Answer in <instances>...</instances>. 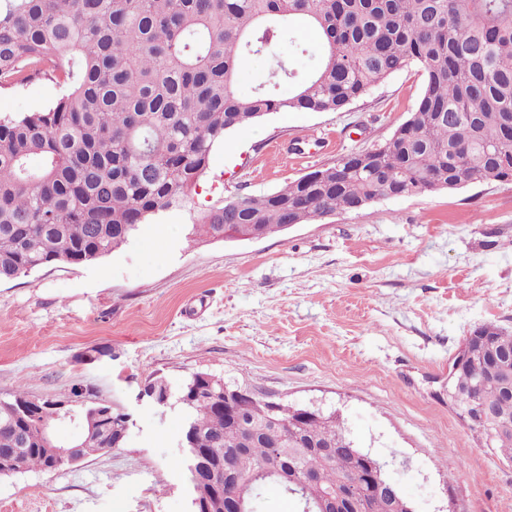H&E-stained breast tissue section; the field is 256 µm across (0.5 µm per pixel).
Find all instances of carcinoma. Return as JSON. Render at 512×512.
Segmentation results:
<instances>
[{"mask_svg":"<svg viewBox=\"0 0 512 512\" xmlns=\"http://www.w3.org/2000/svg\"><path fill=\"white\" fill-rule=\"evenodd\" d=\"M296 20L322 35L320 66L299 80L282 56L268 84L238 95L243 61L294 42ZM410 65L425 75L421 100L383 145L270 194L222 198L188 225L191 240L247 239L255 224L269 237L391 194L512 181V0H0V86L46 78L61 87L45 110L0 117V281L99 261L151 217L191 204L226 132L281 110L336 112ZM286 81L297 87L282 98L275 88ZM475 332L472 351L500 374L457 372L452 406L477 399L512 422L503 385L512 332L494 324ZM144 391L180 410L187 449L241 448L240 426L258 428L235 461L250 481L247 512H257L268 488L294 495L264 469L274 453L297 456L307 440L349 438L325 413L300 431L286 409L264 426L262 405L237 421L224 414V379L205 372ZM28 402L20 388L0 401V457L11 458L12 474L47 471L42 407ZM69 410L104 454L123 447L133 426L113 405ZM302 463L328 488L354 469L344 454Z\"/></svg>","mask_w":512,"mask_h":512,"instance_id":"cac0c4a2","label":"carcinoma"}]
</instances>
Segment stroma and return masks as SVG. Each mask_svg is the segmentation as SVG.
Masks as SVG:
<instances>
[{
  "label": "stroma",
  "mask_w": 512,
  "mask_h": 512,
  "mask_svg": "<svg viewBox=\"0 0 512 512\" xmlns=\"http://www.w3.org/2000/svg\"><path fill=\"white\" fill-rule=\"evenodd\" d=\"M424 85L413 65L340 111H281L226 132L195 205L96 263L0 282V398L21 385L64 402L80 387L135 422L109 454L0 478V512H191L172 465L180 415L140 395L197 372L339 412L417 512H504L512 462L449 405L448 368L475 328L512 331V182L384 197L261 240L186 238L198 206L275 192L383 144ZM57 96L48 80L0 87V116ZM93 347L106 356L86 360Z\"/></svg>",
  "instance_id": "obj_1"
}]
</instances>
